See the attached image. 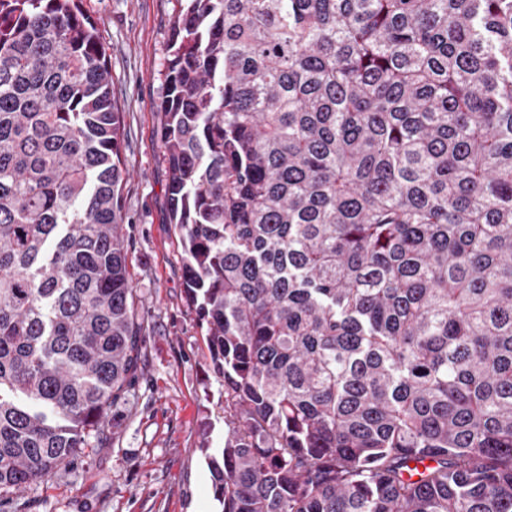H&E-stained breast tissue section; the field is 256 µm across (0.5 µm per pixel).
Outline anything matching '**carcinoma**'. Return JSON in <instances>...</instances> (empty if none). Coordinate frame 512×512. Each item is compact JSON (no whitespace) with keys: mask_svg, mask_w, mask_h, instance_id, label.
<instances>
[{"mask_svg":"<svg viewBox=\"0 0 512 512\" xmlns=\"http://www.w3.org/2000/svg\"><path fill=\"white\" fill-rule=\"evenodd\" d=\"M159 136L220 512H512V0H179ZM77 0H0V490L101 442L143 325Z\"/></svg>","mask_w":512,"mask_h":512,"instance_id":"obj_1","label":"carcinoma"}]
</instances>
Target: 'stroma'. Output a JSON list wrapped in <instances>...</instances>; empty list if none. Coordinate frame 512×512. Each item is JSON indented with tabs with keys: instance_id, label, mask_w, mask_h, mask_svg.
Segmentation results:
<instances>
[{
	"instance_id": "stroma-1",
	"label": "stroma",
	"mask_w": 512,
	"mask_h": 512,
	"mask_svg": "<svg viewBox=\"0 0 512 512\" xmlns=\"http://www.w3.org/2000/svg\"><path fill=\"white\" fill-rule=\"evenodd\" d=\"M104 45L123 114V235L144 321L142 370L113 436L39 485L0 495V512H216L203 449L224 445V381L186 296L169 222L157 110L176 0H78Z\"/></svg>"
}]
</instances>
